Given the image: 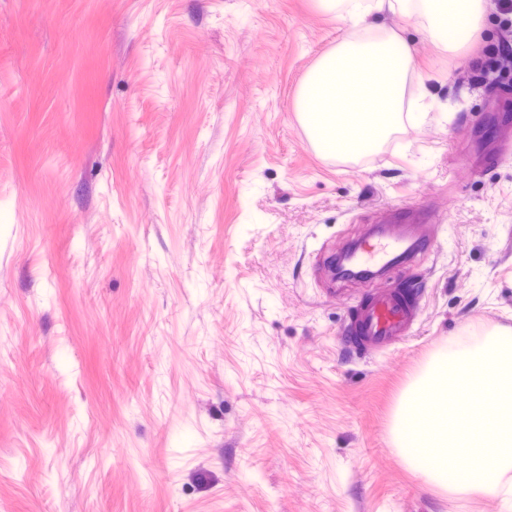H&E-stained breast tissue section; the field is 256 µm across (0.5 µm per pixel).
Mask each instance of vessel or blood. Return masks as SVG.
<instances>
[{
    "label": "vessel or blood",
    "instance_id": "1",
    "mask_svg": "<svg viewBox=\"0 0 512 512\" xmlns=\"http://www.w3.org/2000/svg\"><path fill=\"white\" fill-rule=\"evenodd\" d=\"M430 239L427 223L381 224L353 249L351 262L375 274L406 265ZM418 290L406 284L383 293H371L356 307L350 321L349 343L359 351H384L407 337L417 318Z\"/></svg>",
    "mask_w": 512,
    "mask_h": 512
}]
</instances>
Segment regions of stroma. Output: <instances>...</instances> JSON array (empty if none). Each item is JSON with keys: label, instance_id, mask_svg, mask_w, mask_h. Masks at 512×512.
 <instances>
[{"label": "stroma", "instance_id": "stroma-1", "mask_svg": "<svg viewBox=\"0 0 512 512\" xmlns=\"http://www.w3.org/2000/svg\"><path fill=\"white\" fill-rule=\"evenodd\" d=\"M414 57L370 150L328 156L301 81L348 28L318 0H0V512H512L389 446L449 337L512 332V77L378 15ZM440 214L400 271L331 261ZM421 284L389 350L349 313Z\"/></svg>", "mask_w": 512, "mask_h": 512}]
</instances>
